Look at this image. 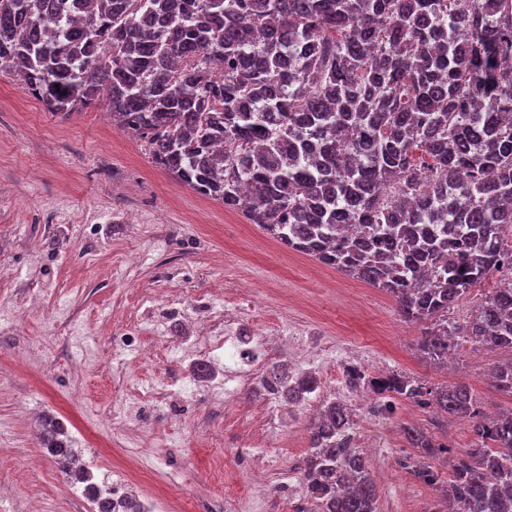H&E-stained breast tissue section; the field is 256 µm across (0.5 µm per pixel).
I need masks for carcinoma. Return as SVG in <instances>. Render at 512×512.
<instances>
[{
	"label": "carcinoma",
	"instance_id": "obj_1",
	"mask_svg": "<svg viewBox=\"0 0 512 512\" xmlns=\"http://www.w3.org/2000/svg\"><path fill=\"white\" fill-rule=\"evenodd\" d=\"M2 69L65 116L107 89L112 121L174 178L425 324L423 361L448 365L457 337L512 350V287L462 327L448 317L512 272V0H0ZM493 382L512 399V360ZM345 384L469 419L455 455L403 427L417 454L402 467L440 492L430 512H512V408L487 418L464 381L352 367ZM262 385L295 408L316 378L274 365ZM354 426L335 402L305 424L313 512H380L365 457L336 447ZM40 429L76 478L63 426ZM96 510L140 512L125 499Z\"/></svg>",
	"mask_w": 512,
	"mask_h": 512
}]
</instances>
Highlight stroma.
I'll use <instances>...</instances> for the list:
<instances>
[{
	"mask_svg": "<svg viewBox=\"0 0 512 512\" xmlns=\"http://www.w3.org/2000/svg\"><path fill=\"white\" fill-rule=\"evenodd\" d=\"M107 99L68 116L49 112L12 72L0 70V512H83L76 483L36 440L39 419L55 417L80 458L102 467L122 464L123 449L108 447L106 425L114 404L124 403L125 383L164 387L194 383L180 416L157 409L143 428L164 426L148 443L135 490L154 495L159 477H179V512H224L225 488L248 482L267 467L280 501L291 512H311L305 495L290 496L279 469L302 460L304 417L280 406L266 444L241 449L226 421L215 420L223 395L224 363L196 378L195 363L178 353L163 362L137 351L114 358L113 311L136 314L142 296L171 290L185 298L223 288L242 299L245 325L277 317L282 331L298 332L315 347L306 367L323 380L336 372V350L345 348L367 373L376 369L441 387L472 384L484 405L512 406L487 374L511 360L512 350L464 342L447 368L423 362L416 352L421 325L403 321L394 299L275 241L239 211L196 193L151 158L146 144L109 128ZM28 308L10 324L9 309ZM431 412L400 401L380 423L358 419L376 447L385 472L378 480L380 512H429L435 490L415 483L400 461L411 455L403 428L429 425ZM292 446L280 447V430ZM230 483L212 479L214 464Z\"/></svg>",
	"mask_w": 512,
	"mask_h": 512,
	"instance_id": "stroma-1",
	"label": "stroma"
}]
</instances>
